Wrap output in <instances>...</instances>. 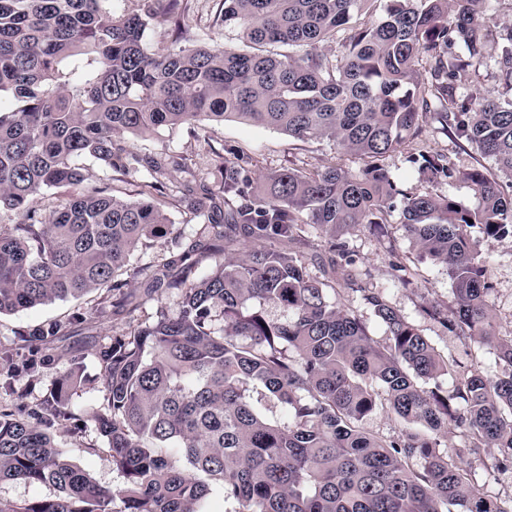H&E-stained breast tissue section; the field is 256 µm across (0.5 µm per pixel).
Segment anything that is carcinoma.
<instances>
[{
	"instance_id": "1",
	"label": "carcinoma",
	"mask_w": 512,
	"mask_h": 512,
	"mask_svg": "<svg viewBox=\"0 0 512 512\" xmlns=\"http://www.w3.org/2000/svg\"><path fill=\"white\" fill-rule=\"evenodd\" d=\"M384 14L366 21L375 4ZM190 0H0V314L97 292L90 311L40 323L0 343V391L37 379L64 336L132 309V272L146 294L179 295L178 311L119 336H90L102 408L88 416L125 477L111 492L53 442L70 428L82 383L72 361L51 391L16 411L0 406V483L49 484L52 499H0V512H512V495L474 490L448 459L457 430L477 456L512 471V338L494 333L479 247L512 236V24L506 0H221L215 23L245 49L199 43ZM169 46L151 51L149 30ZM497 45V53L487 46ZM486 75L483 96L465 81ZM475 148L494 168L421 152L410 162L427 183L457 181L475 199L411 193L383 164L417 134L419 119ZM236 119L307 140L327 139L363 160L255 178L220 153L213 182L199 183L195 233L175 230L152 201L186 159L138 155L124 137L164 127ZM82 160L140 183L138 200L112 184H85ZM72 193L48 214L45 191ZM192 185L185 192L192 196ZM419 254L442 265L453 299H422L442 330L494 350L496 374L458 369L385 294L362 285L343 236L381 231L393 211ZM329 238L321 276L306 271V226ZM171 237L173 249L144 270L135 252ZM224 260L192 275L205 245ZM362 293L386 340L332 299ZM278 309L269 317L264 306ZM452 374L450 392L437 380ZM282 409L266 415L267 404ZM386 408L397 435L368 431Z\"/></svg>"
}]
</instances>
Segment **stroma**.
<instances>
[{"instance_id": "35a3bbf8", "label": "stroma", "mask_w": 512, "mask_h": 512, "mask_svg": "<svg viewBox=\"0 0 512 512\" xmlns=\"http://www.w3.org/2000/svg\"><path fill=\"white\" fill-rule=\"evenodd\" d=\"M218 7L219 0H193L190 15L192 26L204 44L223 49L239 48L240 43L234 31L214 24ZM130 145L132 151L140 155L167 153L187 158L192 170L200 178L209 172L215 153L220 151L235 153L239 161L247 164L258 176L288 167L309 173L330 164H341L352 169L361 165L359 158L341 153L331 141L299 140L273 128L255 127L235 120L207 125L204 130L194 134L184 127L164 128L154 136L131 139ZM424 147L448 153L465 165L475 163L480 158L474 149H459L450 137L437 132L432 124H421L413 139L384 160L386 168L407 191L417 192L423 188L421 176L417 168L410 164L409 157ZM347 241L356 268L368 287L385 292L390 305L430 336L443 354L459 365L476 367L487 374H494L492 349L462 341L453 334L443 332L421 315L419 305L422 299L447 304L453 297L452 285L443 266L418 258L400 224L399 214H392L387 235L377 236L359 230L349 234ZM397 260L402 261L406 267L405 275L411 281L409 287L394 284L391 280L390 265ZM482 260L486 278L492 285L490 301L497 318V331L500 335L512 336V237L483 245ZM135 291V311L90 324V333L102 337L122 333L153 316L157 306H164L171 312L178 308L179 298L176 293H165L154 300L145 296L143 285H136ZM96 300V295L89 294L77 300L57 301L1 315L0 342L13 339L17 331L27 326L53 319L64 320L76 309H90ZM74 358L83 367L84 380L73 400L81 413L93 412L102 404L99 369L90 350L79 343L74 344L66 355L48 365L39 379L22 383L21 394L0 393V403L17 408L28 403L31 398L43 396L69 368ZM54 439L58 447L97 484L112 491L124 486L125 479L113 468L107 452L86 451V444L99 439L93 427H86L79 434L65 428L59 429L55 431ZM446 444L449 458L470 469L471 481L476 489L492 495L512 494V474L495 470L492 451H485L477 458L468 455L463 450L464 440L457 433L450 434Z\"/></svg>"}]
</instances>
